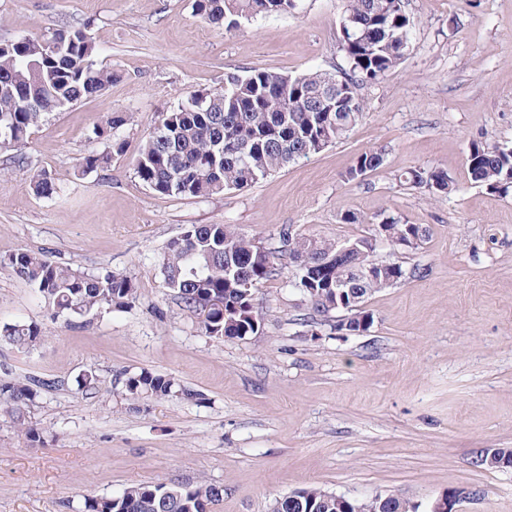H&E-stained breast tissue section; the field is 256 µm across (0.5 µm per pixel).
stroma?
<instances>
[{"label":"stroma","mask_w":512,"mask_h":512,"mask_svg":"<svg viewBox=\"0 0 512 512\" xmlns=\"http://www.w3.org/2000/svg\"><path fill=\"white\" fill-rule=\"evenodd\" d=\"M404 2L409 50L360 87L363 113L347 138L252 187L194 198L157 195L135 173L161 113L221 90L229 71L347 69L343 0H298L291 14L231 32L197 16L193 0H0V42L79 27L114 73L101 93L34 129L27 165L0 169V255L35 250L138 289L132 308L71 329L0 266V324L44 331L31 348L0 344V381L56 382L28 411L46 444L27 442L0 413V512H81L85 497L160 481L221 487L212 512H272L309 485L424 506L477 488L462 512H512V468L474 464L483 449L512 448V189L473 183L467 164L472 144H512V0ZM114 112L130 117L123 154L80 173L84 157L106 150L92 130ZM370 151L381 165L344 180ZM414 166L443 169L453 192L401 181ZM34 168L58 195L32 191ZM389 217L427 237L415 249L380 248L378 259L422 274L370 297L360 333L315 312L286 261L255 292L258 333L241 339L205 336L160 274L166 242L192 225L233 224L273 248L284 228L344 240ZM143 368L199 401L129 409L115 378ZM90 369L102 384L85 396L76 379Z\"/></svg>","instance_id":"obj_1"}]
</instances>
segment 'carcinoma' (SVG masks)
<instances>
[{
  "instance_id": "cac0c4a2",
  "label": "carcinoma",
  "mask_w": 512,
  "mask_h": 512,
  "mask_svg": "<svg viewBox=\"0 0 512 512\" xmlns=\"http://www.w3.org/2000/svg\"><path fill=\"white\" fill-rule=\"evenodd\" d=\"M295 0H196L195 12L214 25L234 28L258 15L288 14ZM341 24L350 33L342 42L349 69L339 77L352 95L349 105L337 112H312L307 100L319 96L325 73L305 72L289 76L250 69L224 74V89L198 92L159 119L164 133H149L140 151L136 175L160 195L204 197L229 189L241 190L300 158L317 154L346 138L359 121L363 103L357 86L383 78L403 59L411 41L410 19L404 0H345ZM60 53L45 54L47 38L26 36L0 47V153L17 155L32 131L52 112L101 92L112 84V71L95 60V45L81 29L62 28ZM128 118L110 114L94 129L97 138L109 142V150L89 155L82 173L110 165L122 154L124 140L118 130ZM381 165L376 152L359 156L346 172L354 181ZM471 180L492 190L508 191L512 184V147L472 146L468 156ZM407 182L434 193L452 191L448 177L437 168H413ZM33 191L43 197L58 193L54 180L44 170L31 175ZM385 232L419 237L415 226L393 218L382 220ZM311 249L310 238L294 236L292 256L303 255L310 264L328 262L316 291L332 299L336 284L350 267L376 261V256L348 253L336 257V242L320 238ZM284 257L258 250L248 236L233 224H202L187 228L170 240L164 251L161 275L174 298L198 320L205 335L222 339L248 336L261 325L251 305L258 286L272 277ZM0 265L26 282L48 307L54 320L76 328L88 316L102 311L126 309L137 300V288L126 276L113 272L89 273L68 264L50 262L38 252L18 249L0 256ZM44 332L36 323L0 324V341L19 348L41 342ZM123 399L136 403L150 398L179 396L200 400L171 376L142 369L120 373ZM78 390L96 392L100 383L89 370L76 380ZM55 383L32 377L0 383V410L11 416L31 443L42 434L26 422V411L42 391ZM223 496L215 485L194 486L166 482L139 484L118 495L88 496L83 512H211ZM290 512H342L328 492L302 488L300 502ZM376 512H418V507L393 495Z\"/></svg>"
}]
</instances>
